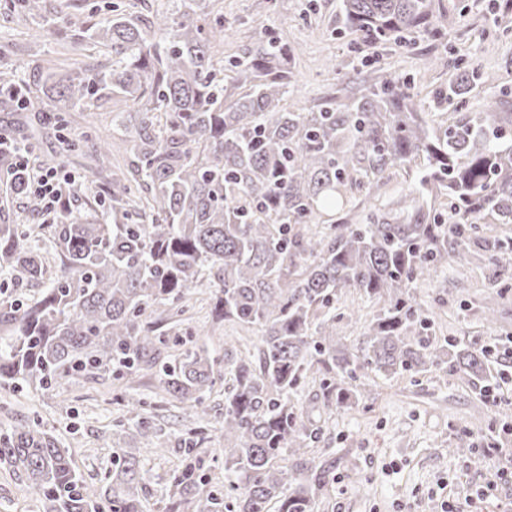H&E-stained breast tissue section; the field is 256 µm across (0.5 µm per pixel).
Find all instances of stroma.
I'll list each match as a JSON object with an SVG mask.
<instances>
[{"mask_svg": "<svg viewBox=\"0 0 512 512\" xmlns=\"http://www.w3.org/2000/svg\"><path fill=\"white\" fill-rule=\"evenodd\" d=\"M115 4L132 18L145 15L149 7L147 0H44L47 15L61 13L72 21L71 27L51 29L45 19L20 13L15 0H0V71H17L23 85H34L43 72L61 66L76 29L99 22ZM338 4L339 0H203L209 18L233 28V38L224 44L225 57L257 45L269 24L295 47L298 89L287 101L290 111L305 112L333 97L346 101L371 66L408 80L420 110L435 127L483 111L492 99L500 111L512 112V33L496 27L493 0H441L448 13L443 41L421 37L410 51L394 44L354 51L356 35L337 31ZM441 53L464 59L483 76L494 75L495 83H486L483 77L474 80L462 110H431L433 92L455 77L453 68L432 64V57ZM128 108L122 98L102 97L71 112L69 125L60 133L46 122L51 107L41 102L23 112H0V132L27 141L40 162H53L74 177L67 192L70 206L76 216L91 222L108 199L113 173L129 165L126 130L115 120ZM100 136L112 144V166L97 172L91 170L89 156ZM479 236L480 241L511 237L512 224L482 225ZM480 241L473 244L468 264H449L437 281L417 282L413 295L432 319L430 343L469 339L495 345L491 366L512 372V354L498 346L512 338V270L496 269ZM215 291L211 284L201 289L191 325L214 358L216 371L228 377L240 359L256 358L261 331L213 322L208 300ZM335 306L336 333L349 348L359 343L381 308L353 288L343 289ZM488 306L495 310L491 322L484 318ZM357 381L366 393L347 409L329 411L319 380L312 378L291 397L320 435L305 456H285L284 465L304 473L314 467L329 471L314 512H443L446 505L465 502L474 512H506L512 504V483L497 481V490L482 501L473 494L495 481L487 468L485 442L501 439L499 464L512 471V442L501 438L504 428L512 427V386L502 385L493 405L484 392L452 371L385 374L368 369L359 372ZM154 384L155 372L149 369L130 386L112 374L77 377L51 392H19L2 385L0 434L19 421L45 427L69 448L86 482L97 487L112 468L115 448L140 447L145 512H167L170 485L180 466L175 451L180 441L196 444L210 486L224 485V390L212 392L208 416L196 422L176 399L155 395ZM123 393L148 398L156 437L145 440L130 430L116 431L123 412L114 398ZM461 441L468 448L459 453L455 446ZM0 512H42L28 497L22 479L3 463Z\"/></svg>", "mask_w": 512, "mask_h": 512, "instance_id": "1", "label": "stroma"}]
</instances>
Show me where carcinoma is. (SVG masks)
Returning a JSON list of instances; mask_svg holds the SVG:
<instances>
[{
    "label": "carcinoma",
    "instance_id": "obj_1",
    "mask_svg": "<svg viewBox=\"0 0 512 512\" xmlns=\"http://www.w3.org/2000/svg\"><path fill=\"white\" fill-rule=\"evenodd\" d=\"M148 15L114 14L88 34L112 48L107 67L51 70L37 92L56 103L53 118L102 96L132 102L123 123L133 156L112 180L111 211L83 223L63 206L50 229L55 271L30 244L26 224H0V267L11 281H48L30 304L0 298V382L48 391L76 376L119 371L132 378L162 346L181 349L157 371L158 387L196 420L221 376L194 332L154 333L143 321L160 312L181 318L198 288L216 283L215 317L262 330L258 361L242 360L224 393V472L232 501L205 489L201 459L178 446L171 512H313L326 484L322 469L301 479L278 465L302 456L316 436L292 403L310 373L320 375L327 408L364 396L357 371L396 374L448 365L489 389L488 348L424 341L429 316L411 288L448 263L464 264L479 224H512V113L486 110L432 127L407 82L371 71L349 102L291 112L295 49L274 28L256 49L226 61L210 44L230 37L182 0ZM341 29L362 49L437 40L445 15L435 0H339ZM435 99L463 105L470 90L460 70ZM32 90L0 71V103L33 105ZM393 170L414 177L397 208L350 224L340 212L369 197ZM28 174L11 170L10 191L30 197ZM448 201V218L436 204ZM493 265L512 267V245L485 246ZM355 288L383 306L359 346L336 336L327 313L338 293ZM120 428L157 434L145 398L124 400ZM0 461L24 478L43 512H144L140 448L120 447L96 488L77 471L69 449L47 429L19 422L0 437Z\"/></svg>",
    "mask_w": 512,
    "mask_h": 512
}]
</instances>
